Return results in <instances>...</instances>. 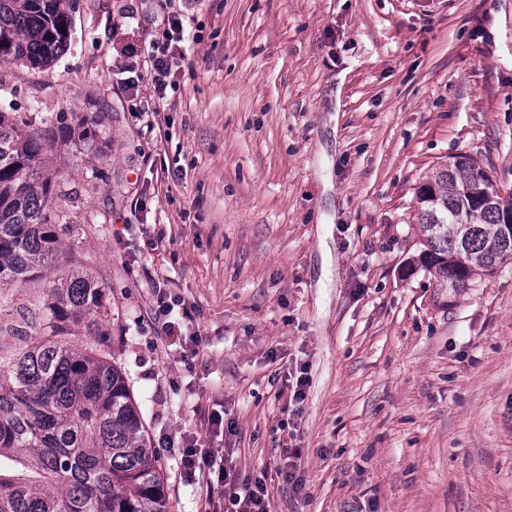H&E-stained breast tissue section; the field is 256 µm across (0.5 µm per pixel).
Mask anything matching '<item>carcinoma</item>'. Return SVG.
Instances as JSON below:
<instances>
[{"label":"carcinoma","mask_w":512,"mask_h":512,"mask_svg":"<svg viewBox=\"0 0 512 512\" xmlns=\"http://www.w3.org/2000/svg\"><path fill=\"white\" fill-rule=\"evenodd\" d=\"M63 0H0V61L45 67L67 46ZM42 135L0 112V287L55 267L54 182L42 169ZM499 188L471 162L443 169L417 192L421 249L409 261L460 293L470 267L512 259L497 233ZM103 286L70 271L51 288L53 331L93 335ZM158 457L126 373L100 348L39 339L0 356V512H169Z\"/></svg>","instance_id":"obj_1"}]
</instances>
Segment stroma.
I'll return each instance as SVG.
<instances>
[{"instance_id":"stroma-1","label":"stroma","mask_w":512,"mask_h":512,"mask_svg":"<svg viewBox=\"0 0 512 512\" xmlns=\"http://www.w3.org/2000/svg\"><path fill=\"white\" fill-rule=\"evenodd\" d=\"M172 4L165 98L123 84L158 0H64L66 50L0 65V112L55 129L53 210L84 228L61 263L103 286L172 512L203 510L188 433L265 475L272 512H512V260L451 298L405 272L434 172L468 155L512 189V0ZM53 278L0 288L5 352L49 337ZM160 280L196 308L193 360L148 319ZM294 448L298 491L277 473Z\"/></svg>"}]
</instances>
